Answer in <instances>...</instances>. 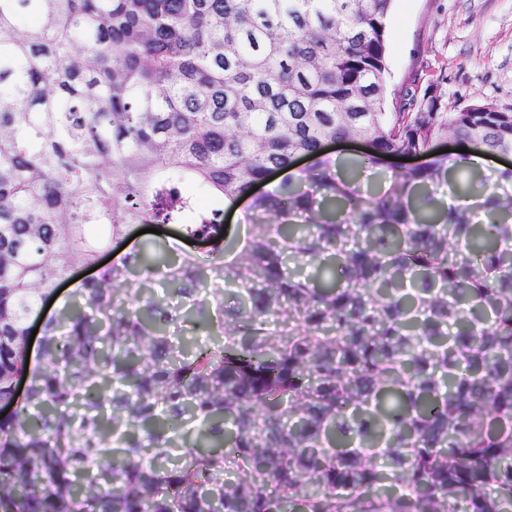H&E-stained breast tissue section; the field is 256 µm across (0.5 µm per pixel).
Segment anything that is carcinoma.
<instances>
[{
	"label": "carcinoma",
	"instance_id": "1",
	"mask_svg": "<svg viewBox=\"0 0 512 512\" xmlns=\"http://www.w3.org/2000/svg\"><path fill=\"white\" fill-rule=\"evenodd\" d=\"M391 8L0 0V512H512V191L434 151L512 153V105L389 93ZM136 224L207 259L100 268L29 365ZM205 203L223 209V224L229 222L232 226L234 224H247L248 220L253 213L251 209V198L243 199L240 202L232 205L229 202L224 204V199L206 198ZM238 210L235 212V209ZM88 270H91V273H88ZM79 275H82V278L76 280V277H79ZM92 276H94L92 269L85 268L84 266L81 265H75L70 273L69 279L62 282V285L59 288L58 293L54 298V302L52 303L51 307L47 308L49 302H47L43 307L42 312L44 318H46L47 316L49 318L51 315L54 314L55 310L63 302V300L74 291V288L72 287L75 283H82L85 279L90 278Z\"/></svg>",
	"mask_w": 512,
	"mask_h": 512
}]
</instances>
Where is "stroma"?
<instances>
[{
    "label": "stroma",
    "instance_id": "stroma-1",
    "mask_svg": "<svg viewBox=\"0 0 512 512\" xmlns=\"http://www.w3.org/2000/svg\"><path fill=\"white\" fill-rule=\"evenodd\" d=\"M388 84L419 72L442 105L512 104V0H393Z\"/></svg>",
    "mask_w": 512,
    "mask_h": 512
}]
</instances>
